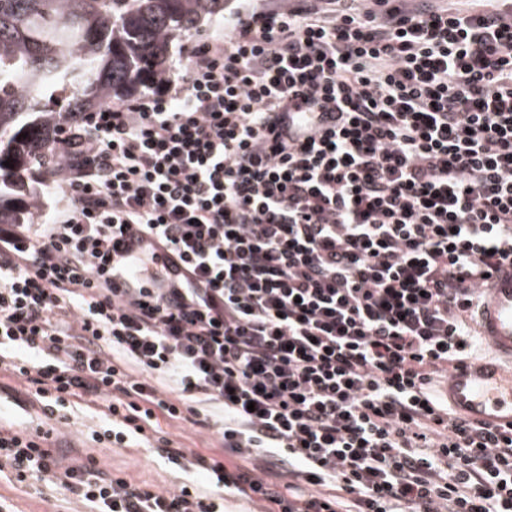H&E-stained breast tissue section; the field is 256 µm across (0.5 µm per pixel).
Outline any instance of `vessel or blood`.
Here are the masks:
<instances>
[{
    "instance_id": "1",
    "label": "vessel or blood",
    "mask_w": 512,
    "mask_h": 512,
    "mask_svg": "<svg viewBox=\"0 0 512 512\" xmlns=\"http://www.w3.org/2000/svg\"><path fill=\"white\" fill-rule=\"evenodd\" d=\"M474 319L490 357L449 371L451 406L476 422L512 426V263H502L481 288Z\"/></svg>"
}]
</instances>
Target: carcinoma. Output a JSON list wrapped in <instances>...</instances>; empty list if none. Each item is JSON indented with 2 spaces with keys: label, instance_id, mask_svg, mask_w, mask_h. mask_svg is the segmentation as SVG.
<instances>
[{
  "label": "carcinoma",
  "instance_id": "obj_1",
  "mask_svg": "<svg viewBox=\"0 0 512 512\" xmlns=\"http://www.w3.org/2000/svg\"><path fill=\"white\" fill-rule=\"evenodd\" d=\"M228 2L0 0V224L31 223L28 176L69 113L146 90L171 43Z\"/></svg>",
  "mask_w": 512,
  "mask_h": 512
}]
</instances>
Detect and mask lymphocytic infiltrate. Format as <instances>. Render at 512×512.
<instances>
[{"label": "lymphocytic infiltrate", "instance_id": "lymphocytic-infiltrate-1", "mask_svg": "<svg viewBox=\"0 0 512 512\" xmlns=\"http://www.w3.org/2000/svg\"><path fill=\"white\" fill-rule=\"evenodd\" d=\"M48 224L0 225V370L169 493L0 426V474L90 512H512V430L438 387L512 260V14L495 0H245L147 92L75 114ZM150 239L138 285L112 281ZM224 459L157 436L208 427ZM312 486V494L300 485ZM95 415L94 406L87 410L76 411L72 415L68 414L69 424L61 425L57 443L62 447L71 448L55 447L51 443V438L47 440V446H50L66 462H84L90 457H97L110 473L121 476L131 483L147 481L162 491L172 489L175 485L187 480H203L201 475L185 474L160 457L153 449L132 447L114 448L111 451L108 448L99 447L98 444L86 438L85 434H81V431L86 430L83 424L97 423L98 431L107 428L106 424L96 417L91 419Z\"/></svg>", "mask_w": 512, "mask_h": 512}]
</instances>
